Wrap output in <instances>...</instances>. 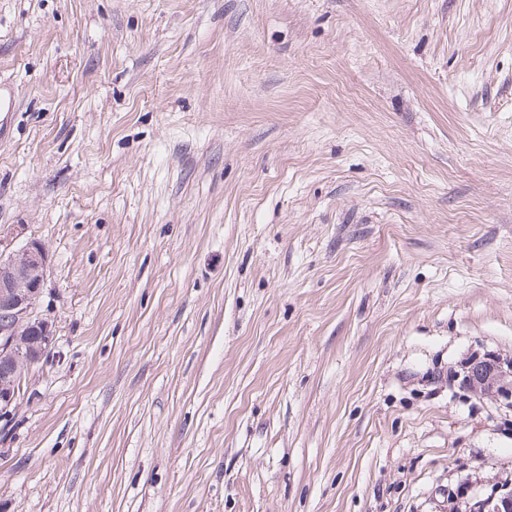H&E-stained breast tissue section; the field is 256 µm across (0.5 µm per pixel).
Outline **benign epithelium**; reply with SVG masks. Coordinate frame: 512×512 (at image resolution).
Listing matches in <instances>:
<instances>
[{
    "mask_svg": "<svg viewBox=\"0 0 512 512\" xmlns=\"http://www.w3.org/2000/svg\"><path fill=\"white\" fill-rule=\"evenodd\" d=\"M48 258L38 241L11 251L0 249V418L11 413L25 371L42 360L53 343L52 325L31 316L44 292ZM465 384L476 396L504 395L512 390V361H473L467 365ZM491 504V512H512V490L494 492Z\"/></svg>",
    "mask_w": 512,
    "mask_h": 512,
    "instance_id": "1",
    "label": "benign epithelium"
}]
</instances>
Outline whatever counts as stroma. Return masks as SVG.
<instances>
[{
  "label": "stroma",
  "instance_id": "obj_1",
  "mask_svg": "<svg viewBox=\"0 0 512 512\" xmlns=\"http://www.w3.org/2000/svg\"><path fill=\"white\" fill-rule=\"evenodd\" d=\"M0 248L54 344L0 512H470L512 486V0H0ZM465 384L476 396L496 397L511 392L512 361L507 363L473 361L467 365Z\"/></svg>",
  "mask_w": 512,
  "mask_h": 512
}]
</instances>
